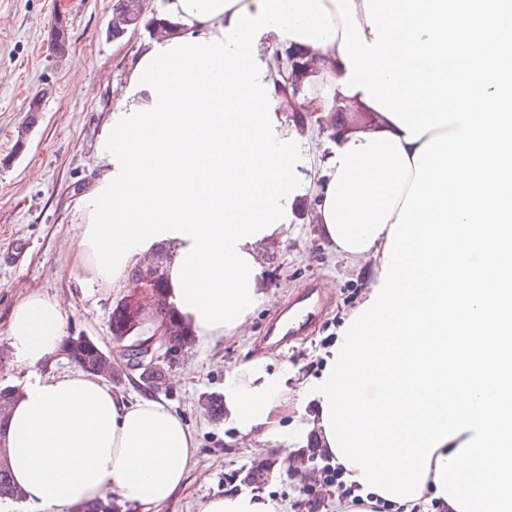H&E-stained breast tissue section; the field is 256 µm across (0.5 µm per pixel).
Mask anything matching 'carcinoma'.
<instances>
[{
  "label": "carcinoma",
  "instance_id": "1",
  "mask_svg": "<svg viewBox=\"0 0 512 512\" xmlns=\"http://www.w3.org/2000/svg\"><path fill=\"white\" fill-rule=\"evenodd\" d=\"M140 0H112V14L120 20L130 23L129 29L136 28L138 23H148L157 27L163 22L162 13L152 12L149 16H140ZM51 45L54 53L63 57L68 54L69 36L68 28L64 21L59 20L52 29ZM285 51L292 59L297 79L294 83L301 86L303 92H308L304 78L313 73L315 59L301 47H287ZM171 264V254L159 250L154 254V260L147 266H136L128 272V281L137 282L149 278L150 287L141 291L144 298L148 299L149 312L145 315L138 311L139 302L130 299V295H124L118 299L112 307L109 316V332L112 344L120 349H126L141 339L156 334L158 330L169 338V351L171 357L167 360L134 365L130 379L143 391L155 392L163 384L166 370L178 359L184 348L193 343L194 336L177 313L174 306L168 301L167 280ZM64 358L77 366L83 372L100 377L108 382L122 383V377L112 373V350L103 347L92 336L82 333L66 336L60 349ZM17 396V388L14 386L0 387V440L6 441L5 430L1 426L5 424L8 409ZM24 499V493L19 488L12 476L10 450L0 447V500L20 501ZM121 505L107 493L96 503L85 506L80 512H120Z\"/></svg>",
  "mask_w": 512,
  "mask_h": 512
}]
</instances>
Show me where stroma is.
I'll use <instances>...</instances> for the list:
<instances>
[{"instance_id": "35a3bbf8", "label": "stroma", "mask_w": 512, "mask_h": 512, "mask_svg": "<svg viewBox=\"0 0 512 512\" xmlns=\"http://www.w3.org/2000/svg\"><path fill=\"white\" fill-rule=\"evenodd\" d=\"M68 27L69 52L51 50L56 19ZM112 0H0V387L22 385L26 372L14 365L8 339L10 313L19 292L41 291L69 311L67 329L109 344V314L118 293L89 290L71 259L80 236L75 203L94 182L102 161L100 129L117 109L133 54L148 33L107 38ZM91 85V96L77 95ZM42 94L43 109L30 116L28 103ZM316 198L299 197L284 239L259 244L263 303L231 337L186 348L158 396L194 432L196 464L186 485L161 512H199L212 498L244 487L245 474L275 463L260 491L288 512H309L303 489L313 491L316 512H336V489L324 486L323 449L309 426L315 408L301 400L280 419L286 443H262L240 434L228 420L213 421L203 399L224 390L227 371L258 357L266 330L300 289L315 283L328 304L313 333L302 342L267 350L273 365L288 368V386L299 393L319 378L324 353L339 328L364 300L368 262L350 266L322 236L310 216ZM291 467H283V458Z\"/></svg>"}]
</instances>
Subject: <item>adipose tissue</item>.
Returning <instances> with one entry per match:
<instances>
[{"label":"adipose tissue","mask_w":512,"mask_h":512,"mask_svg":"<svg viewBox=\"0 0 512 512\" xmlns=\"http://www.w3.org/2000/svg\"><path fill=\"white\" fill-rule=\"evenodd\" d=\"M164 14L173 30L139 47L100 130L73 268L119 290L170 244L168 295L213 341L260 305L255 248L284 238L291 200L312 191L324 236L375 269L308 388L354 496L338 512H512V0H166ZM292 44L317 58L322 115L379 117L324 157L282 110ZM67 321L39 291L12 310L27 370L8 425L16 484L51 512L109 491L163 505L195 465L193 433L162 400L41 374ZM287 376L264 358L226 374L239 433L281 440ZM278 510L255 492L201 508Z\"/></svg>","instance_id":"adipose-tissue-1"}]
</instances>
